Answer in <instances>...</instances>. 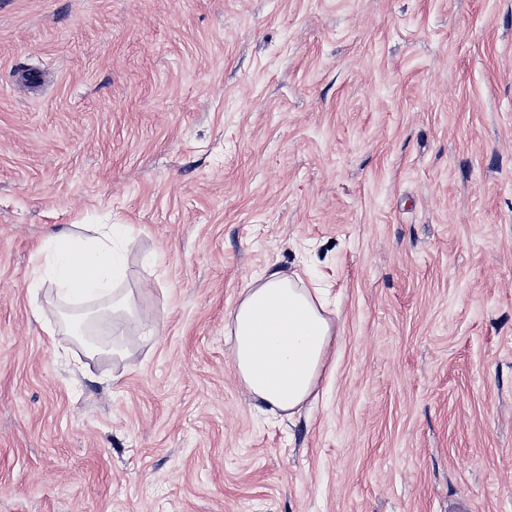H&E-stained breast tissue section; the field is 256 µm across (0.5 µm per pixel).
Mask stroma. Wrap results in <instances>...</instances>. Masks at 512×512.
<instances>
[{
  "instance_id": "stroma-1",
  "label": "stroma",
  "mask_w": 512,
  "mask_h": 512,
  "mask_svg": "<svg viewBox=\"0 0 512 512\" xmlns=\"http://www.w3.org/2000/svg\"><path fill=\"white\" fill-rule=\"evenodd\" d=\"M129 224L72 335L34 246ZM331 291L289 418L226 320ZM512 512V0H0V512Z\"/></svg>"
}]
</instances>
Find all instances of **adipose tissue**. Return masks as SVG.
I'll return each mask as SVG.
<instances>
[{
  "instance_id": "obj_1",
  "label": "adipose tissue",
  "mask_w": 512,
  "mask_h": 512,
  "mask_svg": "<svg viewBox=\"0 0 512 512\" xmlns=\"http://www.w3.org/2000/svg\"><path fill=\"white\" fill-rule=\"evenodd\" d=\"M128 234L124 224H71L50 233L40 245L42 273L62 295L108 297L112 324L132 320L149 328L152 317L133 292L114 286L123 261L112 240ZM227 329L235 374L251 399L290 416L317 398L336 342V321L322 289L267 268L243 288Z\"/></svg>"
}]
</instances>
